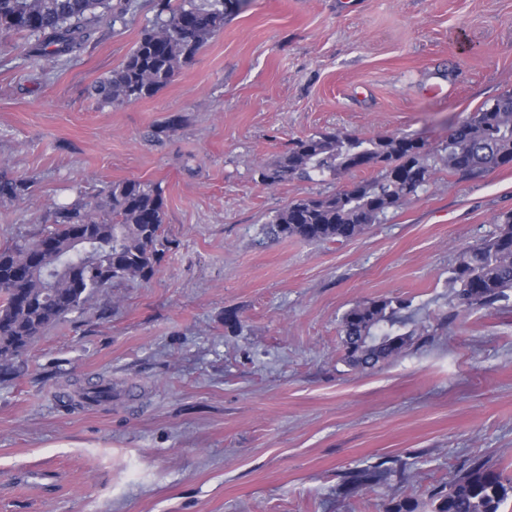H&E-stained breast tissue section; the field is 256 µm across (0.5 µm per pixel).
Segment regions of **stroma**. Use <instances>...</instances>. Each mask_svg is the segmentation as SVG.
<instances>
[{
	"mask_svg": "<svg viewBox=\"0 0 512 512\" xmlns=\"http://www.w3.org/2000/svg\"><path fill=\"white\" fill-rule=\"evenodd\" d=\"M152 18L131 0L94 47L38 63L0 31V173L29 184L0 205V244L125 179L161 184L171 242L151 280L95 294L0 374V512H386L477 456L512 475V298L460 314L449 283L512 211V167L436 172L363 234L318 243L265 226L377 169L271 187L257 172L319 131L411 134L436 159L512 91V0H250L154 97L99 105L90 86ZM381 299L431 340L352 370L341 318ZM103 379L110 399L80 400ZM386 459L403 474L345 493L347 470Z\"/></svg>",
	"mask_w": 512,
	"mask_h": 512,
	"instance_id": "1",
	"label": "stroma"
}]
</instances>
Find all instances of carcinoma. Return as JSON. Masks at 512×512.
Instances as JSON below:
<instances>
[{"instance_id":"carcinoma-1","label":"carcinoma","mask_w":512,"mask_h":512,"mask_svg":"<svg viewBox=\"0 0 512 512\" xmlns=\"http://www.w3.org/2000/svg\"><path fill=\"white\" fill-rule=\"evenodd\" d=\"M154 19L126 60L96 81L89 95L112 107L151 98L224 31L248 0H150ZM129 0H0V30L32 39L28 56L47 60L77 55L96 30L124 21ZM439 162L448 175L478 180L512 165V92L483 104L448 135ZM367 168L371 180L354 181L329 195L288 203L268 224L273 238L344 241L381 221L426 191L435 168L425 144L406 134L376 136L322 131L297 139L272 167L258 169L260 182H319ZM28 184L0 175V203L24 199ZM41 234L0 247V374L12 370L50 327L84 309L94 293L114 283L147 281L169 242L162 237V187L150 181L112 182L90 201L59 206ZM492 235L461 251L450 283L458 305L492 307L512 292V212L495 218ZM404 302L358 303L341 318L343 361L373 370L401 356L415 332L401 333L410 317ZM391 469L383 464L346 473L347 492L381 486ZM512 478L479 458L434 494L431 512H503Z\"/></svg>"}]
</instances>
